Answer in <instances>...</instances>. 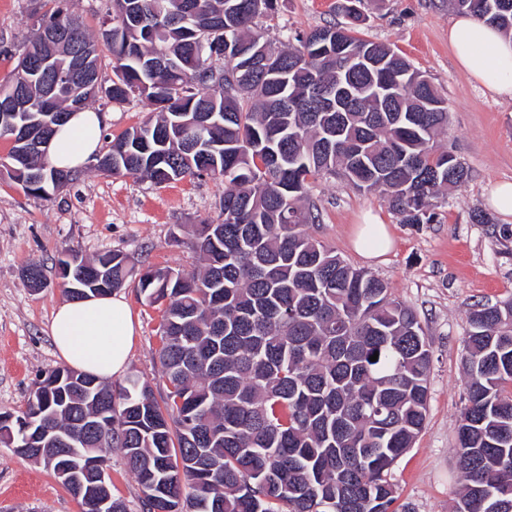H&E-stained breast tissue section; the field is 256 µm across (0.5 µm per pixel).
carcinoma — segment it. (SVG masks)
<instances>
[{
	"mask_svg": "<svg viewBox=\"0 0 512 512\" xmlns=\"http://www.w3.org/2000/svg\"><path fill=\"white\" fill-rule=\"evenodd\" d=\"M63 0L33 14V36L0 85L26 86L37 112L67 48L39 37L64 16L74 43H96ZM101 39L112 91L159 118L125 130L96 169L156 185L224 180L218 219L193 225L199 271L147 268L138 290L164 305L158 352L166 392L135 377L106 384L61 368L33 384L28 413L43 427L0 421V444L59 475L74 446L120 451L145 512H401L388 475L428 409L430 344L415 312L381 280L308 232L312 181L341 174L379 191L406 224L433 221L440 189L469 170L435 139L448 123L438 88L388 45L359 35L362 0L346 21L265 36L278 0H109ZM194 18L176 21L185 6ZM512 31V0H453ZM268 52L271 71L253 48ZM50 60L38 73L30 58ZM27 195L46 198L72 170L47 155L0 158ZM56 263L72 300L125 287L128 256ZM44 287L41 266L23 272ZM467 404L457 430L461 491L454 512H512V300L478 304L463 339ZM378 355L374 362L370 356Z\"/></svg>",
	"mask_w": 512,
	"mask_h": 512,
	"instance_id": "obj_1",
	"label": "carcinoma"
}]
</instances>
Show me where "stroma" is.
Returning <instances> with one entry per match:
<instances>
[{
	"instance_id": "obj_1",
	"label": "stroma",
	"mask_w": 512,
	"mask_h": 512,
	"mask_svg": "<svg viewBox=\"0 0 512 512\" xmlns=\"http://www.w3.org/2000/svg\"><path fill=\"white\" fill-rule=\"evenodd\" d=\"M340 0H278L277 18L267 34L284 39L287 30H309L340 21ZM46 0H0V38L12 55H0V78L15 66V53L32 34V13ZM363 37L382 41L406 57L441 91L448 125L439 145L470 171L468 182L440 195L429 224H405L376 191H359L341 177H323L310 186L319 220L313 237L353 268L383 280L392 297L418 316L431 345L428 411L414 445L389 474L400 502L410 512H454L459 492L455 453L460 413L466 404L462 369L467 317L476 304L512 298V238L502 235L512 220L489 203L500 181H512V103L493 97L459 71L448 50V0H364ZM104 117L102 148L125 130L153 118L152 105L132 98L117 104L96 98L90 104ZM224 196L220 179H184L156 186L133 176H107L86 164L78 178L50 198L28 196L0 175V412L27 406L36 377L63 367L50 336L55 308L66 302L58 275L59 251L71 247L88 258L119 251L137 269L174 268L192 273L196 256L175 237L187 226L216 217ZM487 213L473 222L474 210ZM378 214L395 239L393 250L369 260L351 242V230L366 212ZM43 267L47 285L32 291L22 272ZM138 335L127 374L162 395L157 358L162 307L140 295L136 283L123 289ZM112 490L127 512H143L141 489L119 452L109 455ZM0 512H80V506L43 465L0 445Z\"/></svg>"
}]
</instances>
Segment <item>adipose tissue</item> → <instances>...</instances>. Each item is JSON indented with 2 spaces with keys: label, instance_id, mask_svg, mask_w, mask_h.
<instances>
[{
  "label": "adipose tissue",
  "instance_id": "ef3b65f1",
  "mask_svg": "<svg viewBox=\"0 0 512 512\" xmlns=\"http://www.w3.org/2000/svg\"><path fill=\"white\" fill-rule=\"evenodd\" d=\"M448 48L460 70L491 95L512 100V35L468 14L448 24ZM100 114H72L56 132L47 155L50 166L78 169L101 147ZM138 321L124 295L113 293L57 306L51 336L61 358L74 370L112 380L124 373Z\"/></svg>",
  "mask_w": 512,
  "mask_h": 512
}]
</instances>
